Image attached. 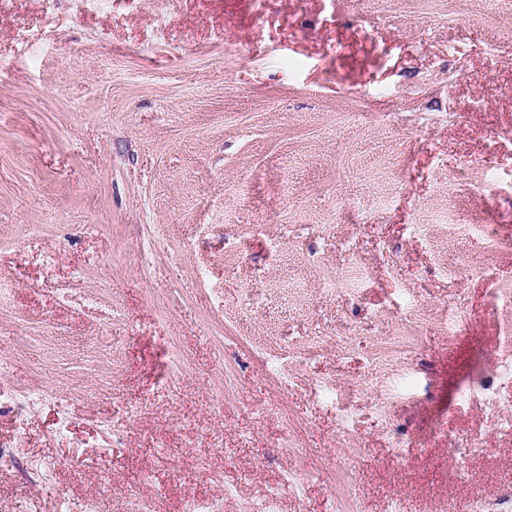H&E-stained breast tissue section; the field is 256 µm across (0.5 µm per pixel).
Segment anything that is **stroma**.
I'll return each mask as SVG.
<instances>
[{
  "instance_id": "stroma-1",
  "label": "stroma",
  "mask_w": 512,
  "mask_h": 512,
  "mask_svg": "<svg viewBox=\"0 0 512 512\" xmlns=\"http://www.w3.org/2000/svg\"><path fill=\"white\" fill-rule=\"evenodd\" d=\"M509 339L512 0H0V512H512Z\"/></svg>"
}]
</instances>
